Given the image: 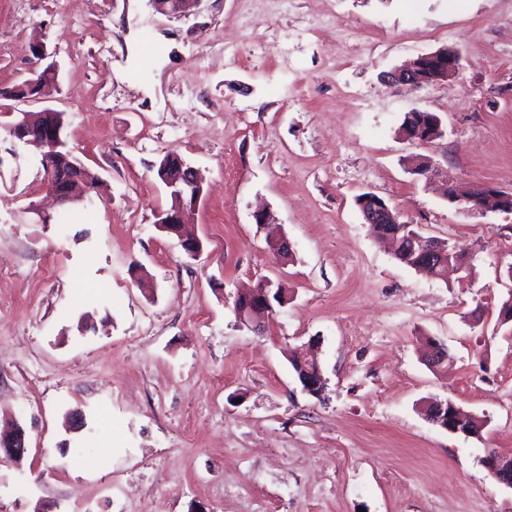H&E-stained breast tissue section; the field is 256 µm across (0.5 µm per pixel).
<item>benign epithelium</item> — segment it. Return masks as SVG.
<instances>
[{"mask_svg":"<svg viewBox=\"0 0 512 512\" xmlns=\"http://www.w3.org/2000/svg\"><path fill=\"white\" fill-rule=\"evenodd\" d=\"M153 8L165 15L184 16L201 0H149ZM35 66L42 72L41 80H29L23 87L14 88L26 95L17 96L14 101L26 103L39 98L41 89L56 81L58 65L56 61H48L50 55L43 46L34 47ZM462 68L459 52L450 47H443L433 52L422 54L401 67L394 68L383 74V80L395 86H408L416 90H425L437 86L456 77ZM38 116L25 110L17 112L11 135L15 141L24 145H37L46 150L43 163L46 168L44 177L46 193L60 205L74 203L89 196L84 172L88 167L76 159L74 152L68 149L64 136L63 115H58L52 125L37 124ZM161 182L175 200L174 206L162 210L157 215V228L167 234L178 237L186 254L197 258L203 251V242L184 234L186 214L194 210L203 195V181L198 171L188 163H183L179 170L171 173L162 169ZM446 198L449 203L461 206L467 211L501 210L512 211V192H505L487 187L483 195L474 198H462L454 193V182L446 181ZM364 223L380 225L384 239L393 245H398L396 233L389 225L399 223L400 213L389 206L385 200L376 194H369L359 203ZM413 242L418 245V257L426 266H462L446 261L448 256L445 245L436 239H425L412 235ZM288 300V291L278 287L269 279H264L253 290L236 296L234 313L240 325L259 331L265 318L272 312L271 300ZM290 359L298 370L297 378L303 390L308 394L319 397L324 390V377L314 353L305 355L295 351ZM450 357L448 349L442 342L433 339L425 358L431 369H442L448 365ZM425 415L436 425L446 431L456 434L477 436L486 425V421L462 412L450 401H430L423 406ZM28 452L26 432L20 424L0 432V458L16 462L25 457ZM483 464L492 478L500 485L512 489V456L489 451L483 457Z\"/></svg>","mask_w":512,"mask_h":512,"instance_id":"obj_1","label":"benign epithelium"}]
</instances>
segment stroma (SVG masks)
I'll list each match as a JSON object with an SVG mask.
<instances>
[{"label": "stroma", "instance_id": "1", "mask_svg": "<svg viewBox=\"0 0 512 512\" xmlns=\"http://www.w3.org/2000/svg\"><path fill=\"white\" fill-rule=\"evenodd\" d=\"M301 16L320 38L282 60L270 37L293 41ZM36 41L60 65L43 104L101 185L35 222L41 155L0 113V426L20 422L29 446L0 462V512H254L261 496L275 512H512L482 464L512 454V212L458 209L407 164L422 153L458 185L512 191V0H201L179 18L148 0H0V88L32 77ZM444 46L456 79L383 81ZM414 108L442 139H403ZM169 152L204 178L197 260L156 227ZM365 192L460 247L467 277L398 262L363 222ZM265 278L288 301L257 334L233 301ZM427 337L446 370L422 362ZM313 341L318 397L288 360ZM430 399L485 429L448 433Z\"/></svg>", "mask_w": 512, "mask_h": 512}]
</instances>
